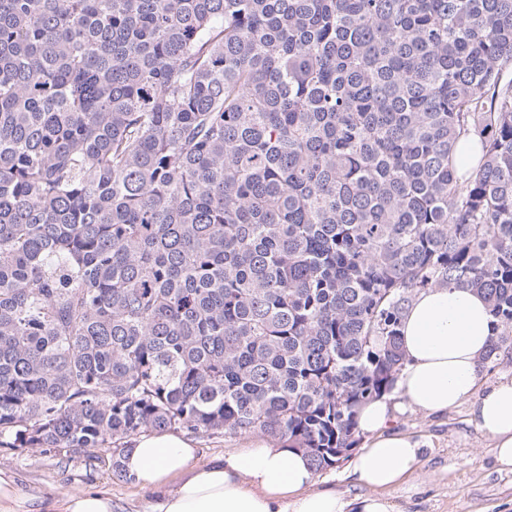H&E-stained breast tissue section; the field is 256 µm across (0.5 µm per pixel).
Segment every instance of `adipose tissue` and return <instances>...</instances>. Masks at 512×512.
<instances>
[{
	"label": "adipose tissue",
	"instance_id": "obj_1",
	"mask_svg": "<svg viewBox=\"0 0 512 512\" xmlns=\"http://www.w3.org/2000/svg\"><path fill=\"white\" fill-rule=\"evenodd\" d=\"M406 364L397 394L414 409L445 413L473 399L471 422L492 443L499 470H512V377L483 396L475 390L482 359L496 332L488 302L465 288L418 294L401 327ZM389 399L372 401L358 415L368 442L349 461L366 488L345 496L317 486V474L300 451L256 440L207 463L189 440L172 433L135 439L122 464L140 486L155 490L153 512H397L390 489L404 483L422 453L411 438L391 433ZM37 512H112V499L77 490L42 502Z\"/></svg>",
	"mask_w": 512,
	"mask_h": 512
}]
</instances>
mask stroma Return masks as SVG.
<instances>
[{
  "label": "stroma",
  "instance_id": "obj_1",
  "mask_svg": "<svg viewBox=\"0 0 512 512\" xmlns=\"http://www.w3.org/2000/svg\"><path fill=\"white\" fill-rule=\"evenodd\" d=\"M470 402L444 414L399 409L392 429L417 441L421 463L408 484L391 491L400 512H512V471L498 470L491 443L470 422ZM0 471L31 501L94 489L112 498L113 512H149L155 493L88 465L85 455L61 458L40 450L0 447Z\"/></svg>",
  "mask_w": 512,
  "mask_h": 512
}]
</instances>
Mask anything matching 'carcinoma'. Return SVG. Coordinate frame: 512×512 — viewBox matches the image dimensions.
<instances>
[{
  "label": "carcinoma",
  "instance_id": "cac0c4a2",
  "mask_svg": "<svg viewBox=\"0 0 512 512\" xmlns=\"http://www.w3.org/2000/svg\"><path fill=\"white\" fill-rule=\"evenodd\" d=\"M448 287L511 365L512 0H0L1 448L323 472Z\"/></svg>",
  "mask_w": 512,
  "mask_h": 512
}]
</instances>
